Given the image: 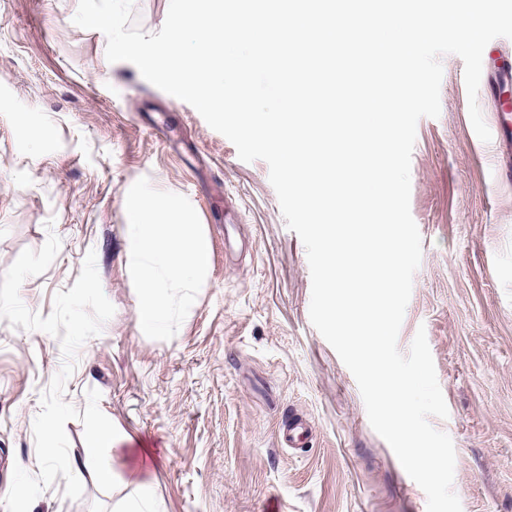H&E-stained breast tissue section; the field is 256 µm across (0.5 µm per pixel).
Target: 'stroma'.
<instances>
[{
	"mask_svg": "<svg viewBox=\"0 0 512 512\" xmlns=\"http://www.w3.org/2000/svg\"><path fill=\"white\" fill-rule=\"evenodd\" d=\"M78 0H0V275L48 233L60 251L20 289L49 316L95 252L115 313L79 349L63 399L96 389L133 461L109 486L66 424L80 499L56 477L31 512H119L146 481L155 512H426L424 491L371 427L357 382L309 318L306 250L287 228L264 161L188 103L109 63L106 38L76 26ZM439 117L421 118L410 210L422 259L398 336L425 329L452 439L463 512H512V156L482 142L464 64L441 59ZM148 178L186 196L211 241L206 280L176 335L147 338L127 257L125 202ZM64 358L58 338L0 320V512L14 465L39 474L33 420ZM313 426L307 444L279 435Z\"/></svg>",
	"mask_w": 512,
	"mask_h": 512,
	"instance_id": "1",
	"label": "stroma"
}]
</instances>
